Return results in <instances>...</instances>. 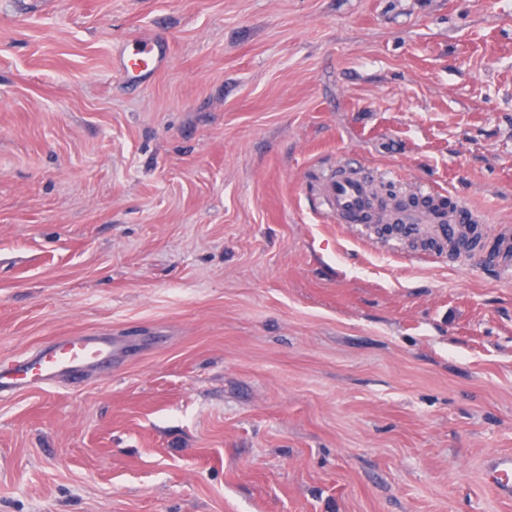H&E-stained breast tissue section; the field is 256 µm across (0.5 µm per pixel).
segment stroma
I'll return each instance as SVG.
<instances>
[{
  "label": "stroma",
  "instance_id": "stroma-1",
  "mask_svg": "<svg viewBox=\"0 0 512 512\" xmlns=\"http://www.w3.org/2000/svg\"><path fill=\"white\" fill-rule=\"evenodd\" d=\"M349 163L512 227V0H0V362L123 346L0 395V512H512V278L320 213ZM166 60L164 44L154 37L137 38L121 49L114 59V71L128 85H138ZM112 356L108 338L61 336L30 355L0 365V394L49 386L81 369L112 365ZM487 482L498 494L512 498V454L497 455L491 459Z\"/></svg>",
  "mask_w": 512,
  "mask_h": 512
}]
</instances>
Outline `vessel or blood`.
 <instances>
[{
    "instance_id": "obj_1",
    "label": "vessel or blood",
    "mask_w": 512,
    "mask_h": 512,
    "mask_svg": "<svg viewBox=\"0 0 512 512\" xmlns=\"http://www.w3.org/2000/svg\"><path fill=\"white\" fill-rule=\"evenodd\" d=\"M166 60L164 44L154 37H141L121 49L113 62L115 72L126 84H140ZM319 205L323 213L340 224L366 229L385 222L397 237L432 245L455 242L461 256L479 262L493 260L497 270L512 275V231L498 234L494 255L481 244L468 242L465 231L474 217L472 210L459 207L448 212L437 203L414 207L396 197L380 201L372 176L357 168H344L322 183ZM110 339L62 336L19 360L0 365V394L26 387L51 385L84 368L111 364ZM488 484L500 495L512 498V454L494 456L487 469Z\"/></svg>"
}]
</instances>
